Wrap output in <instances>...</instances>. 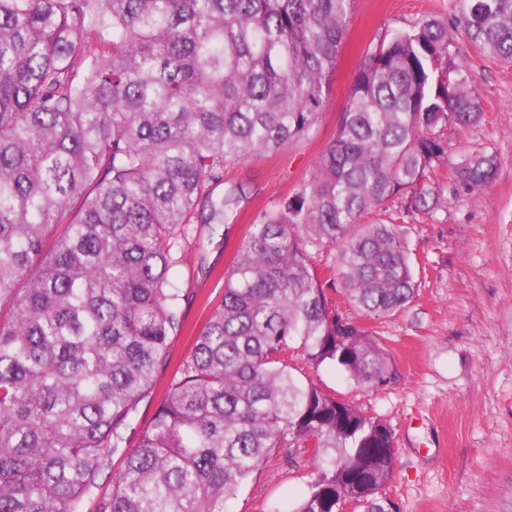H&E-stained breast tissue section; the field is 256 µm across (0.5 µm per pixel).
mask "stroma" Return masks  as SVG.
Here are the masks:
<instances>
[{
  "instance_id": "35a3bbf8",
  "label": "stroma",
  "mask_w": 512,
  "mask_h": 512,
  "mask_svg": "<svg viewBox=\"0 0 512 512\" xmlns=\"http://www.w3.org/2000/svg\"><path fill=\"white\" fill-rule=\"evenodd\" d=\"M461 28L452 0H354L326 91L308 138L228 166L226 181L243 186L238 219L228 230L201 229L171 276L187 296L185 328L170 341L173 359L187 355L210 309L224 294L223 275L254 216L310 177L336 133L351 84L371 42L423 16ZM465 59L482 102L479 122L448 128V154L430 177L447 205L408 221L419 292L401 312L370 319L327 289L329 304L365 328L391 355L396 378L372 388L335 368L310 365L299 352L297 375L389 424L396 464L379 496L393 512H512V67L468 50ZM497 158L488 184L458 182L462 155ZM315 476L308 448H281L227 503L229 512H291Z\"/></svg>"
}]
</instances>
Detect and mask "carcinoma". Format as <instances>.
<instances>
[{
  "label": "carcinoma",
  "instance_id": "1",
  "mask_svg": "<svg viewBox=\"0 0 512 512\" xmlns=\"http://www.w3.org/2000/svg\"><path fill=\"white\" fill-rule=\"evenodd\" d=\"M353 0H0V512H225L278 448H311L292 512H390L389 425L301 379L299 351L369 387L384 346L329 307L384 318L418 295L406 219L445 204L442 130L479 96L448 22L368 47L312 176L261 209L224 296L112 489L130 412L170 361L169 280L197 226L232 220L224 168L306 139ZM474 49L512 65V0H453ZM496 157L455 166L479 187ZM224 186L222 195L214 194Z\"/></svg>",
  "mask_w": 512,
  "mask_h": 512
}]
</instances>
